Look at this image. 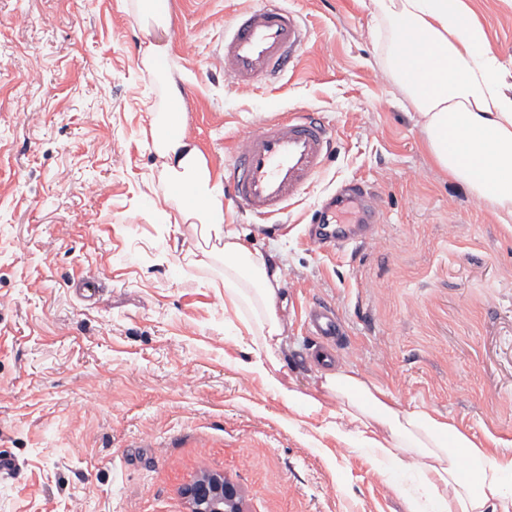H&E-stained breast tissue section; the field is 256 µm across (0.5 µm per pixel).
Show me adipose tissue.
Wrapping results in <instances>:
<instances>
[{"label":"adipose tissue","instance_id":"1","mask_svg":"<svg viewBox=\"0 0 512 512\" xmlns=\"http://www.w3.org/2000/svg\"><path fill=\"white\" fill-rule=\"evenodd\" d=\"M141 40L147 71L168 53L169 9L154 0H124ZM373 18L404 24L388 67L414 110L434 162L512 223V72L487 47L486 32L465 0H369ZM178 117L155 114L150 135L164 180L177 201L175 223L199 237L203 260L224 264V311L239 322L254 360L251 372L296 412L335 411L339 441L371 449L393 481L412 477L426 503L407 497V512H512V449L491 451L421 405L400 406L356 370L324 371L312 391L282 383L283 307L278 274L224 221V186Z\"/></svg>","mask_w":512,"mask_h":512}]
</instances>
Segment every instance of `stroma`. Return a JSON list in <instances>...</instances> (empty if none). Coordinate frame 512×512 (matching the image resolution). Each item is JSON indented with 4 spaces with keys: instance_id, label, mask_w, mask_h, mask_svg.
I'll list each match as a JSON object with an SVG mask.
<instances>
[{
    "instance_id": "obj_1",
    "label": "stroma",
    "mask_w": 512,
    "mask_h": 512,
    "mask_svg": "<svg viewBox=\"0 0 512 512\" xmlns=\"http://www.w3.org/2000/svg\"><path fill=\"white\" fill-rule=\"evenodd\" d=\"M259 0H170L165 68L214 177L263 118L309 110L334 150L273 225L224 219L280 273L284 380L313 388L335 309V366L401 405L512 448V223L431 160L384 64L389 24L362 0H273L309 34L295 71L233 86L224 27ZM512 68V0H466ZM120 0H0V512H188L181 489L223 473L245 512H406L369 452L340 442L250 372L219 270L170 223L150 136L166 92ZM364 180L384 222L335 256L306 241L336 187ZM96 289L87 298L79 282ZM308 327L313 336H336L339 325L334 310L326 305L311 308L308 315Z\"/></svg>"
}]
</instances>
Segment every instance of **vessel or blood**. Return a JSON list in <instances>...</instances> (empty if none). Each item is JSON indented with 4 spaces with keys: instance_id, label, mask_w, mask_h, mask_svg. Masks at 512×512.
<instances>
[{
    "instance_id": "b4317fda",
    "label": "vessel or blood",
    "mask_w": 512,
    "mask_h": 512,
    "mask_svg": "<svg viewBox=\"0 0 512 512\" xmlns=\"http://www.w3.org/2000/svg\"><path fill=\"white\" fill-rule=\"evenodd\" d=\"M307 41L293 11L266 4L249 8L224 28V71L238 89H252L259 79L294 68ZM329 127L313 112L295 111L260 122L236 143L224 165V184L234 204L270 220L284 214L325 167L332 150ZM383 221L376 193L361 184L340 186L316 210L308 242L320 251L374 241ZM312 335H337L334 310L311 308Z\"/></svg>"
}]
</instances>
